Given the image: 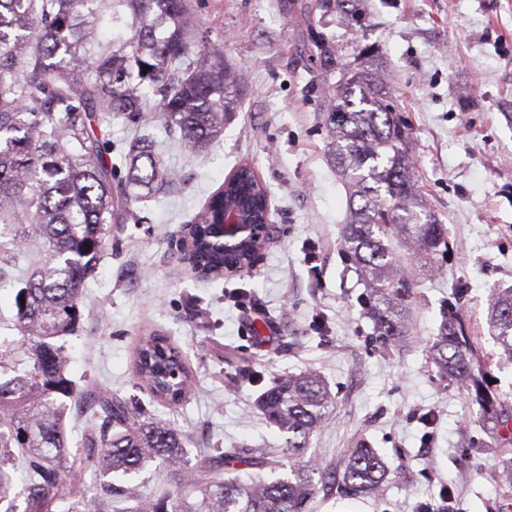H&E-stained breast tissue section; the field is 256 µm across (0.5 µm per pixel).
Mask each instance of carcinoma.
Segmentation results:
<instances>
[{
    "mask_svg": "<svg viewBox=\"0 0 512 512\" xmlns=\"http://www.w3.org/2000/svg\"><path fill=\"white\" fill-rule=\"evenodd\" d=\"M365 0H315L305 5L316 87L331 97L320 113L329 153L350 192L343 251L365 281L366 314L377 336L396 342L408 335L409 276L389 247L399 236L422 259L439 251L443 228L421 207L408 149L410 126L389 101L378 78L379 61H347L320 27L339 15L365 20ZM320 19L313 20L315 11ZM187 0H0V288H18L13 326L26 343L0 351V503L10 499L12 470L24 472L23 512H305L313 474L357 496L377 491L387 467L367 446L353 448L339 468L304 460L315 430L334 398L314 372L291 374L262 393L263 421L285 438L290 473L284 478H224L228 456L211 457L196 470L183 468L185 440L164 422L130 407L122 397H97L88 408L87 447L93 465L114 477L162 460L180 472L165 495L106 484L93 500L65 474L69 460L66 419L80 394L53 339L75 329L88 279L112 236V225L131 215L132 204L175 181L162 154L137 141L112 162L108 128L121 121L147 126L153 118L194 151L224 135V119L237 111L243 91L239 70L224 52L194 37ZM127 167L116 178L119 166ZM248 186L265 201L254 167L243 164L211 194L182 237V250L200 277L224 273V253L197 235L224 210V197ZM488 322L512 358V288L498 291ZM437 368L465 386L479 387L484 362L474 351L461 314L448 310L430 345ZM134 365L150 392L180 403L191 371L166 337H144ZM482 416L503 435L512 416L482 399ZM133 501L127 509L123 504Z\"/></svg>",
    "mask_w": 512,
    "mask_h": 512,
    "instance_id": "obj_1",
    "label": "carcinoma"
}]
</instances>
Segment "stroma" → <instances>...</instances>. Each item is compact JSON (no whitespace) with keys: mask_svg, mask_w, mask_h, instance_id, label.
<instances>
[{"mask_svg":"<svg viewBox=\"0 0 512 512\" xmlns=\"http://www.w3.org/2000/svg\"><path fill=\"white\" fill-rule=\"evenodd\" d=\"M297 2L191 0L204 37L246 82L239 111L206 152L157 123H113V144L149 136L177 180L113 225L80 322L62 340L70 376L83 403L112 392L178 429L187 469L262 448V475L274 479L289 473L284 439L260 419L257 399L280 375L313 370L336 406L307 458L332 466L364 444L388 476L377 496L317 491L306 512H433L446 488L462 512H501L512 500L504 470L512 442L481 420L463 384L439 372L429 342L457 306L502 411L512 410V360L487 320L495 292L512 288V0H365L363 26L337 17L328 26L347 52L379 56L411 127L423 200L444 228L447 247L420 277L410 334L395 349L377 336L342 251L348 195L327 156L326 102L311 90ZM244 161L270 189L275 230L252 273L200 279L178 250L179 231ZM153 330L193 373L180 405L157 400L135 374V348ZM84 430L81 408H71L73 477L95 489L110 477L85 464Z\"/></svg>","mask_w":512,"mask_h":512,"instance_id":"stroma-1","label":"stroma"}]
</instances>
